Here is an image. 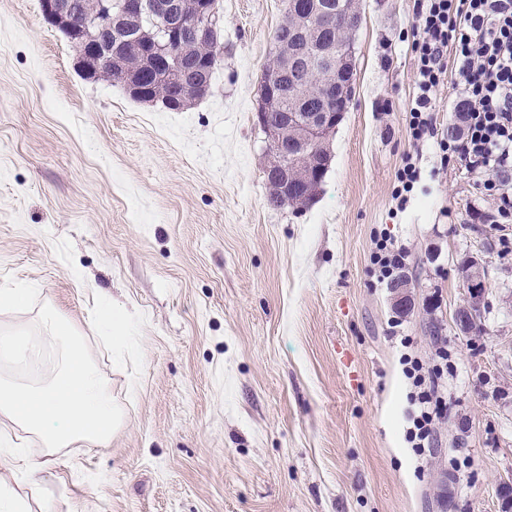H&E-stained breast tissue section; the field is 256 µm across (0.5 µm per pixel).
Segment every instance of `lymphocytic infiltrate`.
I'll list each match as a JSON object with an SVG mask.
<instances>
[{
	"label": "lymphocytic infiltrate",
	"instance_id": "1",
	"mask_svg": "<svg viewBox=\"0 0 512 512\" xmlns=\"http://www.w3.org/2000/svg\"><path fill=\"white\" fill-rule=\"evenodd\" d=\"M411 51L415 92L406 125L412 141L437 138L442 160L484 167L483 188L496 196L500 221H512V0H418ZM452 73L461 90L463 131L441 139L435 96ZM403 365L411 383L405 438L422 455L434 447L446 407L448 352L438 349L430 366L409 356Z\"/></svg>",
	"mask_w": 512,
	"mask_h": 512
}]
</instances>
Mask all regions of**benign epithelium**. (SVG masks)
Listing matches in <instances>:
<instances>
[{
    "instance_id": "benign-epithelium-1",
    "label": "benign epithelium",
    "mask_w": 512,
    "mask_h": 512,
    "mask_svg": "<svg viewBox=\"0 0 512 512\" xmlns=\"http://www.w3.org/2000/svg\"><path fill=\"white\" fill-rule=\"evenodd\" d=\"M43 15L66 24L69 38L79 52V63L83 70L89 72L109 63L110 46L105 42H97L88 47L84 34L88 28L94 27L101 34L112 35V28L119 21L130 19L140 20L151 18L155 30L150 33L147 45L150 52L163 58V73L180 82L188 80L179 66V57L174 45L184 35L207 34L214 29V7L212 0H194L193 10L187 9L184 0H100V15L84 25L71 23L75 8L74 0H42ZM331 12L324 5H316V10L305 14L297 20V24L288 28L281 35L278 44L286 49L288 72H293L304 62L298 53L297 46L309 40L314 21ZM321 58L325 71L323 90V107L318 112L305 111L304 100L299 99L292 108L283 113L277 125L266 124L269 112L278 105L282 97L281 77L263 79L257 112V122L266 128L272 144V157L268 170L277 171L274 190L288 197L297 193L303 198H314L321 190V170L310 169L298 173L288 169L283 156L288 146H301L308 150L321 145L327 134L336 128L349 108V96L352 92L354 68L349 54L336 44L322 50ZM461 279L468 293V314L475 317L482 312L486 288L485 266L480 256L469 257L463 262ZM394 306L401 312L412 308L411 285L407 281H397L390 285Z\"/></svg>"
}]
</instances>
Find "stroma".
<instances>
[{"mask_svg": "<svg viewBox=\"0 0 512 512\" xmlns=\"http://www.w3.org/2000/svg\"><path fill=\"white\" fill-rule=\"evenodd\" d=\"M352 101L321 192L270 208L254 113L284 0H216L211 86L180 110L87 77L41 0H0V289L29 288L87 338L124 421L105 448L0 454L31 512H500L512 482V223L481 169L424 144L404 210L415 0H355ZM407 252L398 312L376 235ZM485 259L481 334L454 320L459 267ZM126 310L102 330L98 310ZM448 350L439 444L405 440L401 340ZM418 178L419 171L413 162V156L407 154L403 159L401 167L396 172L392 191V198L398 201V207H403L407 202V194L412 192Z\"/></svg>", "mask_w": 512, "mask_h": 512, "instance_id": "1", "label": "stroma"}]
</instances>
